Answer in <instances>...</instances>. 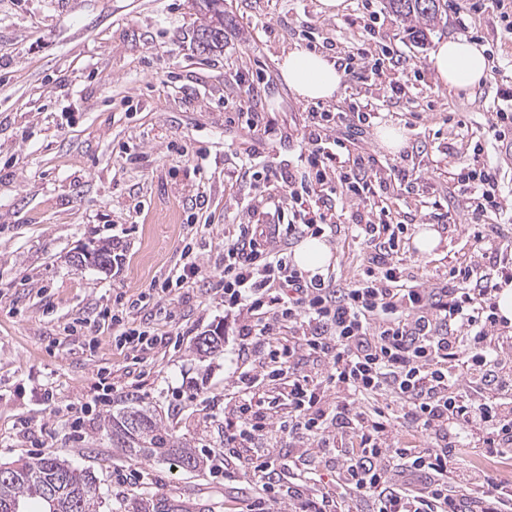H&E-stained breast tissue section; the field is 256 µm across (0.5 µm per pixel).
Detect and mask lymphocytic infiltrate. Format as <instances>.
Instances as JSON below:
<instances>
[{"label": "lymphocytic infiltrate", "instance_id": "obj_1", "mask_svg": "<svg viewBox=\"0 0 512 512\" xmlns=\"http://www.w3.org/2000/svg\"><path fill=\"white\" fill-rule=\"evenodd\" d=\"M363 33L352 47L328 42L335 65L355 88L345 107L310 108L299 155L301 174L255 166V220L224 242V307L238 310V354L267 371L271 387L257 394L249 375L224 415V446L237 449L236 469L259 479L258 498L244 512H343L345 496L369 495L375 512H467L473 488L479 512H512V483L455 466V438L491 458L512 457V322L499 314L502 281L512 257L494 271L478 260L449 267L430 283L405 261L409 227L389 206L402 185L422 179L419 166L400 168L352 147L340 131L369 124L381 101L408 91L402 55L381 42L373 0H359ZM465 232L479 253L499 242L485 218L504 212L498 171L481 145L455 168ZM345 232L362 257L348 287L306 274L288 253L292 240ZM144 298L112 314L118 346L139 353L166 342L149 324L124 320ZM287 405L295 462L321 453L336 491L306 493L285 485L286 462L255 442Z\"/></svg>", "mask_w": 512, "mask_h": 512}]
</instances>
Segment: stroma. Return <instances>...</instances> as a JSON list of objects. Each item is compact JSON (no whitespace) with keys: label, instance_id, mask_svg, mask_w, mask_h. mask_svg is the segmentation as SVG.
<instances>
[{"label":"stroma","instance_id":"1","mask_svg":"<svg viewBox=\"0 0 512 512\" xmlns=\"http://www.w3.org/2000/svg\"><path fill=\"white\" fill-rule=\"evenodd\" d=\"M353 8L344 0L329 15L320 0H224V48L209 53L196 42L202 17L189 0H0V464L55 453L92 473L99 512H233L256 499L253 475L225 477L221 429L241 372L257 365L239 357L231 335L220 353L203 359L194 350L197 336L238 317L213 286L224 270V235L247 221L255 188L243 175L226 190L224 174L254 151L280 172L295 164L310 104L282 82L277 62L303 47L307 24L317 41L356 43ZM376 9L424 79L409 100L354 131L358 144L400 163L378 137L392 127L437 160L454 136L445 119L461 112L512 188V157L487 125L498 88L512 78V35L494 14L461 25L449 12L420 42L383 0ZM470 31L496 48L501 72L472 88L442 86L428 67L432 49ZM256 71L268 78L262 128L229 124L225 103L244 95L232 75ZM410 110L421 113L411 130L399 119ZM105 239L122 246L118 269L73 264L75 252ZM188 243L201 278L159 292ZM473 251L461 231L441 232L429 253L405 244L407 263L430 280ZM142 293L158 308L155 328L173 341L135 365L100 315L117 296ZM131 397L193 440L206 468L131 459L113 447L107 421ZM119 473L126 482H115Z\"/></svg>","mask_w":512,"mask_h":512}]
</instances>
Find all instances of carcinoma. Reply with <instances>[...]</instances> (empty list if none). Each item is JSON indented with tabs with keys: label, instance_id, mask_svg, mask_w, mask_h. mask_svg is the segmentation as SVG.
I'll list each match as a JSON object with an SVG mask.
<instances>
[{
	"label": "carcinoma",
	"instance_id": "carcinoma-1",
	"mask_svg": "<svg viewBox=\"0 0 512 512\" xmlns=\"http://www.w3.org/2000/svg\"><path fill=\"white\" fill-rule=\"evenodd\" d=\"M387 9L395 16L412 23V37L427 39L441 13L448 12V0H385ZM210 34V41L201 47L213 51L223 47L224 28L214 26L209 19L199 26L197 37ZM101 271L112 270V243L98 244L89 252ZM217 332L196 338L198 353L213 354L222 346ZM112 447L123 448L131 458L173 457L183 469L197 472L204 468V456L192 448L184 437H179L167 427L163 416L140 404L136 397L129 398V405L108 422ZM42 504V512H98L99 502L95 479L87 470H77L59 457L48 453L32 457L21 463L0 466V512H8L4 503L20 512L23 500Z\"/></svg>",
	"mask_w": 512,
	"mask_h": 512
}]
</instances>
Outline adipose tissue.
<instances>
[{"mask_svg": "<svg viewBox=\"0 0 512 512\" xmlns=\"http://www.w3.org/2000/svg\"><path fill=\"white\" fill-rule=\"evenodd\" d=\"M429 63L445 86L476 85L487 68L483 47L460 38L437 42ZM278 69L288 89L305 100L332 99L342 82V74L333 61L305 48L283 55Z\"/></svg>", "mask_w": 512, "mask_h": 512, "instance_id": "1", "label": "adipose tissue"}]
</instances>
